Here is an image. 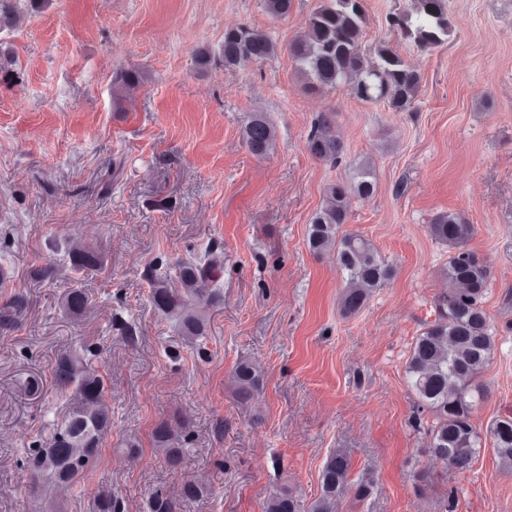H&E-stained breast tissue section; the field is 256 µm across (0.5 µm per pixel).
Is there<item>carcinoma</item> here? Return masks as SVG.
<instances>
[{
  "instance_id": "1",
  "label": "carcinoma",
  "mask_w": 512,
  "mask_h": 512,
  "mask_svg": "<svg viewBox=\"0 0 512 512\" xmlns=\"http://www.w3.org/2000/svg\"><path fill=\"white\" fill-rule=\"evenodd\" d=\"M294 0H264L266 11L285 18ZM365 0H319L305 21L301 35L288 43V59L311 93L335 90L348 85L365 102H382L393 112H415L422 85L421 73L410 66L388 43L364 41L367 13ZM23 15L21 0H0V30L13 26ZM401 40L420 51L435 49L448 41L453 22L447 0H411L404 11L388 19ZM272 35L241 23L224 30V42L217 54L200 55V65L219 59L226 68H241L277 54ZM143 82L141 72L120 68L112 75V109L127 111L131 92ZM338 111L318 113L306 137L309 153L325 164L338 166L346 149L337 132ZM248 149L264 156L273 146L275 129L261 112L252 114L243 130ZM351 174L326 189L324 205L311 217L307 244L314 252L332 250L344 277L341 309L347 315L359 312L373 293L395 275L365 236L342 230L349 219L353 196L371 197L376 191L374 166L369 160L350 164ZM436 240L448 245V261L442 268L450 283L436 302L434 321L425 324L410 352L405 379L413 393L417 412L428 414L429 455L447 466L466 472L482 448V436L472 421L474 408L485 398L479 376L495 350L494 325L483 308L491 269L488 258L468 247L475 225L458 211L438 212L428 224ZM65 264L70 273L92 274L104 266L102 253L95 247L67 242ZM224 252L214 243L195 250L185 259L170 263L163 258L144 267L141 277L149 286V299L158 312L176 320L184 342L191 344L204 359L207 352L201 339L206 336L209 310L224 300L222 276ZM29 306L21 292L0 303V335L16 328ZM93 306V299L80 288H70L64 308L73 318L82 317ZM112 328L128 339L137 335L136 324L115 310ZM95 346L80 343L57 356L54 366L56 395L63 401L62 414L54 418L46 441L35 440L22 463V474L34 486L48 483L71 487L84 479L98 460L103 439L112 431V408L105 401L107 385L93 367ZM237 402L248 407L263 391L260 367L245 360L232 375ZM487 434L502 464L512 468V414L498 416ZM155 447L166 464L182 466L192 435L184 427L165 420L153 431ZM350 458L338 450L329 455L319 472V495L309 504L287 487L267 496L263 512H336V500L350 494L357 501L372 496L376 483L371 477L350 480ZM207 488L196 480L183 483L180 497L198 499ZM178 497V498H180ZM178 498L161 488L145 501V512H180ZM97 512H125L123 498L110 489L96 492Z\"/></svg>"
}]
</instances>
